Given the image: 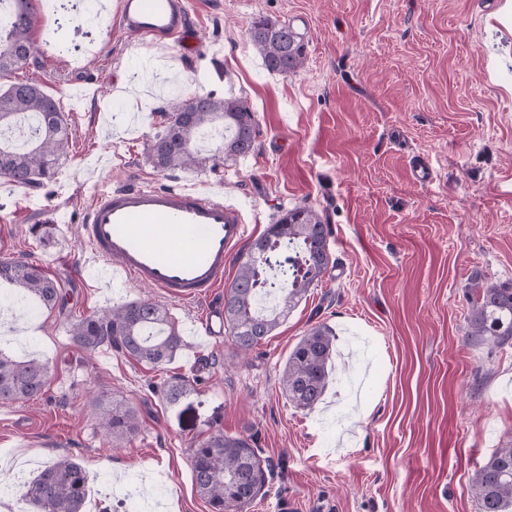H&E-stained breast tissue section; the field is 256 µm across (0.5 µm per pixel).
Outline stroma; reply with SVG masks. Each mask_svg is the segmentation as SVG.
<instances>
[{
	"mask_svg": "<svg viewBox=\"0 0 512 512\" xmlns=\"http://www.w3.org/2000/svg\"><path fill=\"white\" fill-rule=\"evenodd\" d=\"M41 0L38 65L0 79L33 81L59 98L69 155L40 191L0 187V258L40 265L64 309L26 305L0 330V351L47 363L40 398L0 403V473L31 482L59 456L86 470L84 512H134L120 487L139 477L151 512H210L192 481L190 450L215 431L252 438L267 480L249 512H477L471 477L512 438V344L465 336L474 281L512 285V0H207L194 6L205 41L186 69L166 43L96 19L56 25ZM285 22L304 38L297 72H267L248 29ZM61 39L82 61L45 51ZM98 91L69 94L85 80ZM202 92L244 98L259 126L247 159L219 172L159 174L148 160L155 109ZM435 170L413 181V160ZM159 186L227 180L245 203L249 240L305 204L331 228L329 269L271 336L240 356L228 336L203 342V301H167L185 340L151 367L110 350L86 355L70 321L127 301L157 300L129 281L102 285L80 269L81 218L102 183ZM52 220L54 240L36 229ZM327 325L336 354L323 402L295 409L282 369L309 327ZM190 392L163 401L164 380ZM120 393L138 432L114 448L91 396Z\"/></svg>",
	"mask_w": 512,
	"mask_h": 512,
	"instance_id": "obj_1",
	"label": "stroma"
}]
</instances>
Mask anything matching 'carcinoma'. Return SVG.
Masks as SVG:
<instances>
[{"label":"carcinoma","instance_id":"carcinoma-1","mask_svg":"<svg viewBox=\"0 0 512 512\" xmlns=\"http://www.w3.org/2000/svg\"><path fill=\"white\" fill-rule=\"evenodd\" d=\"M11 20L0 33V77L37 65L31 39L39 0H9ZM250 42L266 69L286 75L305 61L302 35L291 25L256 19ZM161 128L149 145V160L160 173L178 169H210L251 154L259 135L247 103L239 97L202 96L196 104L173 101L161 109ZM31 115L27 144L19 148L0 139V177L32 190L53 181L69 149L68 126L60 101L38 84L15 82L0 92V130L21 115ZM221 124L222 155L206 156L193 142L202 132ZM330 228L311 207L296 205L280 215L239 257L237 273L224 296V329L236 350L248 355L286 319L309 288L322 280L330 256ZM0 282L36 297L46 308L64 305L57 284L41 268L24 259L0 260ZM277 289L276 307H256L262 289ZM466 337L473 343L504 346L512 342V286L486 285L471 289ZM74 343L87 353L107 346L154 367L171 361L185 346L169 309L157 302L135 300L80 316L70 323ZM335 335L323 324L310 327L288 356L281 376L288 402L311 411L328 386V367L335 354ZM49 381V367L35 360L17 361L0 353V403L35 401ZM189 393L183 377L165 382L162 397L176 403ZM99 425L112 447H120L138 430L137 410L116 396L98 400ZM192 480L211 512H244L265 485V469L247 437L216 431L191 449ZM87 488L85 469L62 455L27 486L36 512H83ZM471 492L478 512H512V440L505 441L475 471Z\"/></svg>","mask_w":512,"mask_h":512}]
</instances>
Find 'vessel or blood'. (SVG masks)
Listing matches in <instances>:
<instances>
[{"label": "vessel or blood", "mask_w": 512, "mask_h": 512, "mask_svg": "<svg viewBox=\"0 0 512 512\" xmlns=\"http://www.w3.org/2000/svg\"><path fill=\"white\" fill-rule=\"evenodd\" d=\"M114 20L133 35L176 41L187 62L202 46L187 0H120ZM246 235L242 212L225 197L223 183L202 194L129 182L102 191L87 208L83 260L169 299L209 302L204 329L218 336L224 269Z\"/></svg>", "instance_id": "obj_1"}]
</instances>
